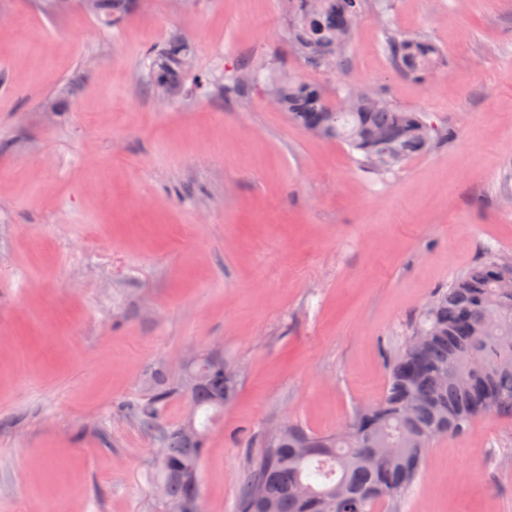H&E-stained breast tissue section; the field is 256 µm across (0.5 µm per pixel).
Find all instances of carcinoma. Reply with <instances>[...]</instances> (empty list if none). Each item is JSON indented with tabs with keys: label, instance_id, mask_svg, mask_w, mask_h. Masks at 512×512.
I'll return each instance as SVG.
<instances>
[{
	"label": "carcinoma",
	"instance_id": "1",
	"mask_svg": "<svg viewBox=\"0 0 512 512\" xmlns=\"http://www.w3.org/2000/svg\"><path fill=\"white\" fill-rule=\"evenodd\" d=\"M364 0H288V42L313 69L346 71V50ZM384 49L394 65L421 77L439 58L424 36L387 28ZM190 57L185 41L151 56V87L164 95ZM264 88L301 129L347 145L371 173H387L423 154L448 131L427 124L419 112L344 82L329 98L317 83L270 66L224 71V94ZM512 256L490 248L481 262L433 294L393 359L382 396L360 407L341 429L316 433L285 424L259 435L237 512H377L404 499L422 475L427 448L447 434H464L489 413L512 414ZM239 391V375L224 362L197 356L185 376L155 374L147 393L124 405L140 425L157 433L166 464L154 465L166 512H190L209 425ZM186 395L193 428L163 425L169 399Z\"/></svg>",
	"mask_w": 512,
	"mask_h": 512
}]
</instances>
